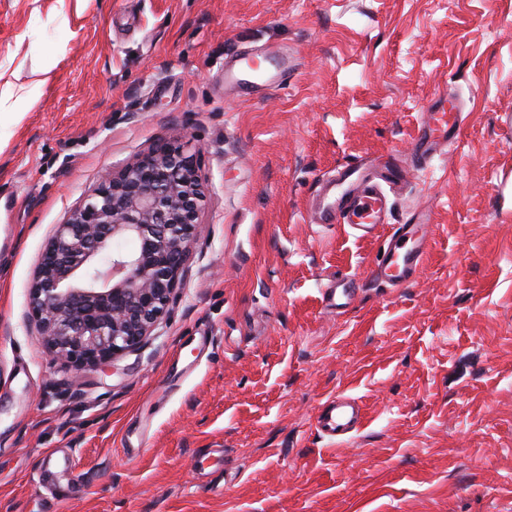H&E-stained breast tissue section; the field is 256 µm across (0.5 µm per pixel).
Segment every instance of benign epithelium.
I'll return each mask as SVG.
<instances>
[{
	"instance_id": "benign-epithelium-1",
	"label": "benign epithelium",
	"mask_w": 512,
	"mask_h": 512,
	"mask_svg": "<svg viewBox=\"0 0 512 512\" xmlns=\"http://www.w3.org/2000/svg\"><path fill=\"white\" fill-rule=\"evenodd\" d=\"M176 141L104 176L45 246L29 318L53 358L100 369L139 351L170 313L202 234L204 195L194 158Z\"/></svg>"
}]
</instances>
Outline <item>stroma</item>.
I'll list each match as a JSON object with an SVG mask.
<instances>
[{
    "label": "stroma",
    "mask_w": 512,
    "mask_h": 512,
    "mask_svg": "<svg viewBox=\"0 0 512 512\" xmlns=\"http://www.w3.org/2000/svg\"><path fill=\"white\" fill-rule=\"evenodd\" d=\"M235 54L287 84L225 86ZM443 95L458 139L413 168ZM0 130V512H512V0H0ZM175 134L205 234L170 315L105 370L53 359L48 238ZM392 159L377 236L315 222L338 169ZM414 208L429 251L385 287ZM336 394L367 415L340 443L315 427ZM429 222L427 214L412 215L394 228L380 259L371 269L372 280L399 288L415 278L428 251L424 228Z\"/></svg>",
    "instance_id": "obj_1"
}]
</instances>
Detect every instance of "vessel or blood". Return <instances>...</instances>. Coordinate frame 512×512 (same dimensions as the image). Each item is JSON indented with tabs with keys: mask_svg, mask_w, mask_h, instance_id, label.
<instances>
[{
	"mask_svg": "<svg viewBox=\"0 0 512 512\" xmlns=\"http://www.w3.org/2000/svg\"><path fill=\"white\" fill-rule=\"evenodd\" d=\"M287 73V61H280L273 70L263 73L257 62L240 55L233 66L225 69L224 82L275 88L284 85ZM459 117L456 101L445 97L437 99L413 139L416 160L429 158L439 147L453 141L459 131ZM403 177L402 167L395 162L380 166L375 178L366 174L364 165L344 166L333 186L323 187V204L318 218L322 223L345 224L361 236H372L388 221L391 204L387 186L396 184ZM429 221V215L418 214L395 227L370 272L372 280L399 288L414 279L428 251L424 228ZM364 420V409L356 399L339 394L324 403L316 416V428L323 436L342 442L351 439Z\"/></svg>",
	"mask_w": 512,
	"mask_h": 512,
	"instance_id": "b4317fda",
	"label": "vessel or blood"
}]
</instances>
